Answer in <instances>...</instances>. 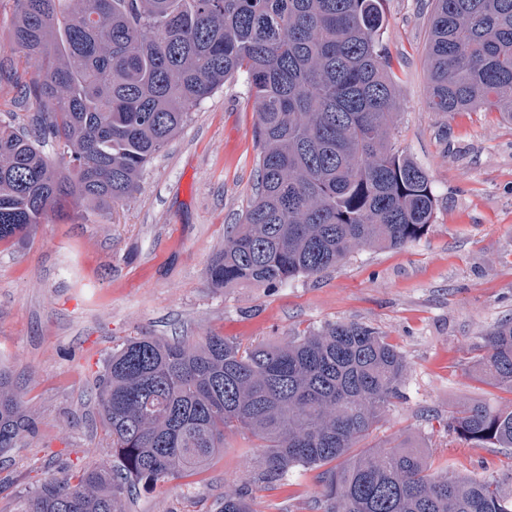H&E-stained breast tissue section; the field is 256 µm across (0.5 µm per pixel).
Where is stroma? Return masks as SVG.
<instances>
[{"label": "stroma", "mask_w": 512, "mask_h": 512, "mask_svg": "<svg viewBox=\"0 0 512 512\" xmlns=\"http://www.w3.org/2000/svg\"><path fill=\"white\" fill-rule=\"evenodd\" d=\"M383 43L399 77L392 131L428 175L434 222L401 248L355 250L335 268L279 288H216L207 271L254 193L256 114L243 76L196 106L146 167L138 191L111 211L70 205L29 237L0 242V367L8 370L37 430L0 454V512L44 481L108 461L94 388L113 346L129 336L216 334L280 344L330 323L376 328L404 355L402 396L370 444L411 440L457 471L512 476V452L476 448L439 430L467 399L498 402L478 382L470 349L512 318V122L494 112L441 114L427 105L425 46L431 0H384ZM34 64L0 75V123L36 111L22 85ZM259 454L227 434L201 471L133 490L127 512H218L246 493L253 512H318L316 468L253 482Z\"/></svg>", "instance_id": "stroma-1"}]
</instances>
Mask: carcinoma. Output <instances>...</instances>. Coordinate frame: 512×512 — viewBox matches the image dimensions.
I'll return each mask as SVG.
<instances>
[{
	"instance_id": "carcinoma-1",
	"label": "carcinoma",
	"mask_w": 512,
	"mask_h": 512,
	"mask_svg": "<svg viewBox=\"0 0 512 512\" xmlns=\"http://www.w3.org/2000/svg\"><path fill=\"white\" fill-rule=\"evenodd\" d=\"M14 2L10 52L40 60L23 85L39 111L35 139L0 124V242L28 236L71 197L109 211L132 196L191 110L237 73L257 116V187L208 270L214 287L278 288L356 248L415 242L433 223L427 174L392 143L382 0ZM427 65L432 111L512 122V0H432ZM50 141L63 164L39 149ZM471 364L512 395V319ZM406 372L397 347L359 322L280 345L130 336L95 394L112 463L43 482L20 512H125L135 484L203 469L228 431L256 441L259 482L324 468L323 512H512V489L496 479L436 472L419 447L365 445ZM36 428L0 368V453ZM447 430L511 449L512 404L465 402ZM220 512L251 508L226 493Z\"/></svg>"
}]
</instances>
